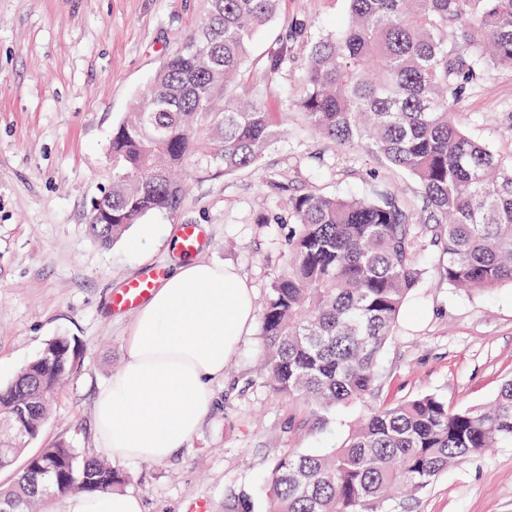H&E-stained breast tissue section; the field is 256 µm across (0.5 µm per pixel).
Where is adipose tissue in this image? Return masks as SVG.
Returning a JSON list of instances; mask_svg holds the SVG:
<instances>
[{"instance_id":"adipose-tissue-1","label":"adipose tissue","mask_w":512,"mask_h":512,"mask_svg":"<svg viewBox=\"0 0 512 512\" xmlns=\"http://www.w3.org/2000/svg\"><path fill=\"white\" fill-rule=\"evenodd\" d=\"M256 318L251 288L230 266L178 257L139 305L122 369L95 398L99 447L116 461L162 462L185 447L215 382ZM45 512H142L130 492L66 493Z\"/></svg>"}]
</instances>
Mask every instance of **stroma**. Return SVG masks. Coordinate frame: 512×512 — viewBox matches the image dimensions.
<instances>
[{
	"instance_id": "stroma-1",
	"label": "stroma",
	"mask_w": 512,
	"mask_h": 512,
	"mask_svg": "<svg viewBox=\"0 0 512 512\" xmlns=\"http://www.w3.org/2000/svg\"><path fill=\"white\" fill-rule=\"evenodd\" d=\"M348 15L347 0H280L275 20L251 41L242 92L255 94L266 111H284L298 93L308 44ZM204 18L203 0H0V386L56 336L75 337L83 360L53 395L29 452L65 442L97 455L94 398L121 369L135 317L114 309L112 298L145 269L171 265L170 235L181 225L204 228L205 257L234 266L259 304L287 261L290 197L359 196L379 180L418 199L409 172L338 147L298 121L257 167L217 176L188 165L180 204L144 216L150 236L135 224L101 245L89 216L112 183V132ZM291 30L298 36L288 62L274 81H263L265 63ZM456 112L472 138L512 154L511 69L486 73ZM421 264L424 274L380 356L371 402L436 394L453 409L483 405L512 379V284L463 292L444 279L439 252H422ZM264 362L256 322L189 447L160 463L116 464L143 512H187L198 499L211 512H233L243 491L264 512L258 494L284 449L342 443L363 406L329 410L288 400L266 384ZM390 508L512 512V447L455 464Z\"/></svg>"
}]
</instances>
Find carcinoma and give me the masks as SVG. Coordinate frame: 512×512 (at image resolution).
I'll return each instance as SVG.
<instances>
[{"label":"carcinoma","mask_w":512,"mask_h":512,"mask_svg":"<svg viewBox=\"0 0 512 512\" xmlns=\"http://www.w3.org/2000/svg\"><path fill=\"white\" fill-rule=\"evenodd\" d=\"M280 0H206L205 22L163 61L109 144L112 188L99 205L112 223L89 224L107 245L145 215L170 210L194 163L229 175L262 161L288 134V113L266 112L236 93L253 31ZM341 28L313 41L292 110L336 145L411 173L417 208L373 186L345 199H288V264L265 299L261 335L269 384L290 400L327 409L365 404L378 360L409 293L425 246L441 248L457 288L512 283V156L464 133L455 107L485 72L512 69V0H348ZM81 358L56 336L5 387L0 445L10 465L38 436L52 394ZM512 446V380L486 408L454 410L434 394L370 406L342 444L288 448L264 488L265 512H385L396 495L432 484L457 461ZM56 492L105 493L124 479L66 443L26 457ZM41 505L40 485L16 472L0 503Z\"/></svg>","instance_id":"1"}]
</instances>
